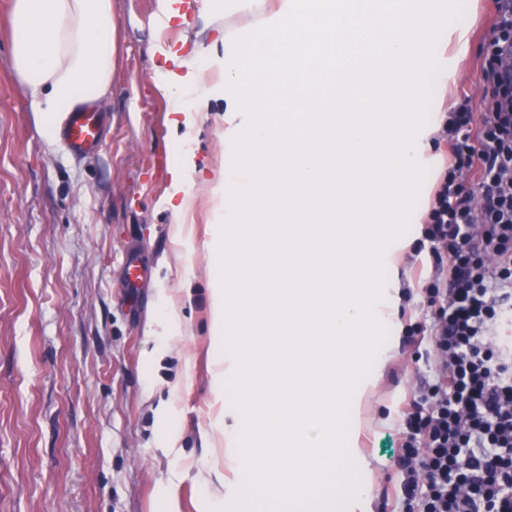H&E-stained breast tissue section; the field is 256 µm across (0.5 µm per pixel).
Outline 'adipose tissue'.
<instances>
[{
	"label": "adipose tissue",
	"mask_w": 512,
	"mask_h": 512,
	"mask_svg": "<svg viewBox=\"0 0 512 512\" xmlns=\"http://www.w3.org/2000/svg\"><path fill=\"white\" fill-rule=\"evenodd\" d=\"M277 0L268 12L239 0L235 30L217 0L198 15L216 36L194 43L193 56L159 64L156 83L169 90L171 124L180 130L170 167L168 205L175 224L208 186L217 224L210 244L224 260V285L210 295V355L216 389L232 384L231 424L215 437L246 447L225 451L230 469L245 467L256 488H272L311 512L320 492L344 487L347 507L369 503L347 462L357 441L349 412L371 380L351 375L376 352L380 327L399 305L372 277L403 243L396 226L431 140L443 120L423 119L411 78L399 65L407 33L391 30L426 0ZM112 0H12V66L54 130L64 112L106 97L112 84ZM353 47L365 67L396 71L397 90L364 98L356 70L328 75L334 91L305 89L304 71ZM224 90V160L200 177L183 133L208 109L211 73ZM391 113L385 137L359 119L361 110ZM289 135L286 183L268 192L269 173L250 156ZM381 195L385 209L360 208Z\"/></svg>",
	"instance_id": "ef3b65f1"
}]
</instances>
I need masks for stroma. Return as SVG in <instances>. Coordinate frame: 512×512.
<instances>
[{
	"instance_id": "1",
	"label": "stroma",
	"mask_w": 512,
	"mask_h": 512,
	"mask_svg": "<svg viewBox=\"0 0 512 512\" xmlns=\"http://www.w3.org/2000/svg\"><path fill=\"white\" fill-rule=\"evenodd\" d=\"M469 24L465 62L447 85L424 71L414 91L427 110L468 95L481 111V80L494 0H445ZM11 0H0V512H220L201 481L219 468L239 512H292L288 501L248 489L226 470L210 434L232 394L216 401L208 353L214 236L207 196L172 235L167 205L174 147L170 106L154 71L165 50L188 56L178 21L160 32L157 0H112V86L99 107L105 140L72 156L47 135L12 65ZM147 269L126 286L125 262ZM429 252L409 249L376 266L379 286L410 287L401 316L383 326L388 353L358 414L368 465L359 482L374 512H401L404 474L394 444L399 404L420 396L429 366L415 361L408 325L422 321ZM182 303L183 325L161 319L163 296ZM170 410L164 435L161 407Z\"/></svg>"
}]
</instances>
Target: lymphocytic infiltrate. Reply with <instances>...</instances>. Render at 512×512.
<instances>
[{
  "mask_svg": "<svg viewBox=\"0 0 512 512\" xmlns=\"http://www.w3.org/2000/svg\"><path fill=\"white\" fill-rule=\"evenodd\" d=\"M497 11L483 79L498 100L449 112L423 231L434 374L398 434L405 512H512V346L491 333L512 323V6Z\"/></svg>",
  "mask_w": 512,
  "mask_h": 512,
  "instance_id": "f902f5d3",
  "label": "lymphocytic infiltrate"
}]
</instances>
